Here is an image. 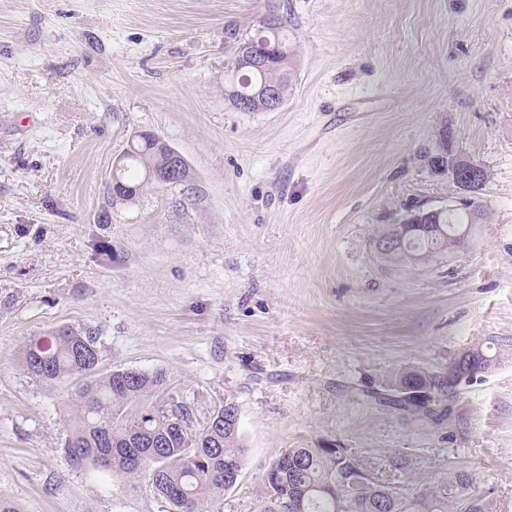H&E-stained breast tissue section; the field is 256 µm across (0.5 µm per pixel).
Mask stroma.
<instances>
[{
    "instance_id": "stroma-1",
    "label": "stroma",
    "mask_w": 512,
    "mask_h": 512,
    "mask_svg": "<svg viewBox=\"0 0 512 512\" xmlns=\"http://www.w3.org/2000/svg\"><path fill=\"white\" fill-rule=\"evenodd\" d=\"M272 10L288 98L242 112L224 65ZM141 130L190 179L113 203ZM443 131L487 172L484 215L464 250L388 261L374 241L405 207L457 197L428 167ZM63 326L97 331L101 372L165 370L198 422L238 405L223 512H259L282 450L332 442L397 486L467 472L512 512V0H0V500L169 512L146 479L65 456L75 387L22 355ZM477 345L496 364L443 427L355 396Z\"/></svg>"
}]
</instances>
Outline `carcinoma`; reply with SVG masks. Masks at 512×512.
<instances>
[{
	"instance_id": "cac0c4a2",
	"label": "carcinoma",
	"mask_w": 512,
	"mask_h": 512,
	"mask_svg": "<svg viewBox=\"0 0 512 512\" xmlns=\"http://www.w3.org/2000/svg\"><path fill=\"white\" fill-rule=\"evenodd\" d=\"M269 19L271 25L261 20L257 33L239 41L224 64L227 90H240V97L255 112L264 104L267 89L276 90L284 101L288 96L294 48L280 17ZM258 40L267 52L259 69L252 66L253 55L241 51L243 45ZM172 151L170 146H157L151 136L135 140L118 171L122 191L112 194V201L133 203L145 188L160 185L149 173L166 169ZM445 231L435 238L408 235L383 256L394 262H422L464 248L450 228ZM98 343L95 330L64 326L25 345L24 366L36 380L55 384L81 378L74 392L65 453L78 467L90 464L116 476L145 478L172 512H209L208 502L224 496V482L240 477L246 454L241 425L224 419L231 402L215 408L198 427L193 402L159 397L167 383L164 370L99 373ZM467 355L472 379L494 367V359L479 346L467 349ZM388 390L398 398L386 399L379 389L363 390L360 396L367 402L384 400L440 428L448 420V402L457 395L446 367L402 372ZM410 391L425 393L430 400L422 406L403 399ZM261 481L265 496L260 512H489L486 502L470 494L473 477L465 471L411 492L371 478L364 459L334 444L283 450Z\"/></svg>"
}]
</instances>
